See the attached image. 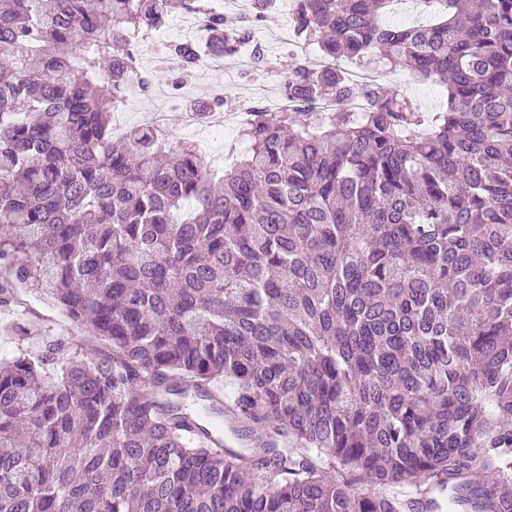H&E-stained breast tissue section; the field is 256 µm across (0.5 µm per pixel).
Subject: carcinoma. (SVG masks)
Wrapping results in <instances>:
<instances>
[{
	"label": "carcinoma",
	"instance_id": "obj_1",
	"mask_svg": "<svg viewBox=\"0 0 512 512\" xmlns=\"http://www.w3.org/2000/svg\"><path fill=\"white\" fill-rule=\"evenodd\" d=\"M437 2L411 27L294 0L291 24L442 111L299 63L212 165L150 123L112 136L151 85L134 38L197 13L212 55L262 64L275 0L233 28L208 0H0V303L40 283L100 342L19 328L0 512H408L396 485L512 512V0ZM168 54L188 78L202 51ZM380 83L392 91L403 92L418 107L420 112H439L446 103L443 90L438 85H420L415 83L407 73L397 72L382 77Z\"/></svg>",
	"mask_w": 512,
	"mask_h": 512
}]
</instances>
